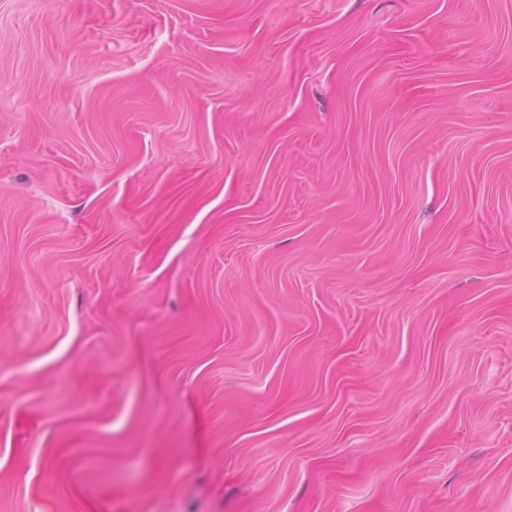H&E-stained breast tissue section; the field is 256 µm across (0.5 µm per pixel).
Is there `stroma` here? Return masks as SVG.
I'll return each mask as SVG.
<instances>
[{
  "instance_id": "stroma-1",
  "label": "stroma",
  "mask_w": 512,
  "mask_h": 512,
  "mask_svg": "<svg viewBox=\"0 0 512 512\" xmlns=\"http://www.w3.org/2000/svg\"><path fill=\"white\" fill-rule=\"evenodd\" d=\"M0 512H512V0H0Z\"/></svg>"
}]
</instances>
